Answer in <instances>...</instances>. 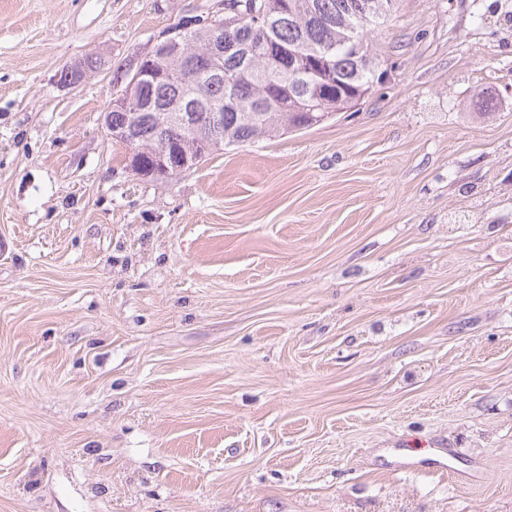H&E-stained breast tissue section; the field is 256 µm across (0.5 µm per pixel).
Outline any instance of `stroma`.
<instances>
[{
	"instance_id": "35a3bbf8",
	"label": "stroma",
	"mask_w": 512,
	"mask_h": 512,
	"mask_svg": "<svg viewBox=\"0 0 512 512\" xmlns=\"http://www.w3.org/2000/svg\"><path fill=\"white\" fill-rule=\"evenodd\" d=\"M222 3L0 0V512H512V0H399L353 109L137 174L113 69Z\"/></svg>"
}]
</instances>
